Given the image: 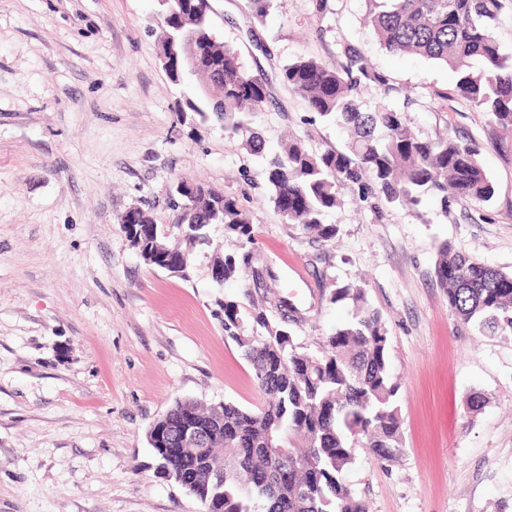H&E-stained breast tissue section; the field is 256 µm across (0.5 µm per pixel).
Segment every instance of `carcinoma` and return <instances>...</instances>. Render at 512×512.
I'll list each match as a JSON object with an SVG mask.
<instances>
[{"label":"carcinoma","mask_w":512,"mask_h":512,"mask_svg":"<svg viewBox=\"0 0 512 512\" xmlns=\"http://www.w3.org/2000/svg\"><path fill=\"white\" fill-rule=\"evenodd\" d=\"M274 0H247L253 18L261 22ZM366 24L381 45L392 52L415 53L444 63L457 75L456 92L491 123L512 129V61L493 34L503 0H367ZM208 0H166L158 12L164 30L177 36L191 30L196 43L188 53L168 55L160 42L162 67L176 85L194 79L186 107L202 116L224 100L228 136L243 137V147L261 156L264 141L252 127L268 97L265 77L245 66L239 52L214 35ZM345 63L331 69L319 59L298 56L282 66L288 88L309 112L350 134L343 150L316 153L297 137L280 142L267 161L269 200L289 224L325 241L338 232L325 222L340 204V192L355 188L358 198L379 215L388 206H417L425 197L489 201L495 184L483 167L477 148L448 136L417 135L405 113L386 105L364 112L361 90L375 87L388 95L391 79L373 68L354 45L344 46ZM176 221L192 234L187 243H205V229L192 224H222L241 247L253 242V228L238 200L210 189L190 210L177 209ZM249 253L217 260L225 282L248 265ZM437 284L448 306L464 324L489 336L512 338V273L463 254L444 242L434 267ZM350 300L352 320L335 330L317 353L296 342L283 310L288 302L273 299L280 320L264 309L251 313L252 334H245L239 304L224 301V335L244 351L263 403L249 409L232 401L206 408L178 401L153 428L178 433L186 412L209 433L207 447L164 459L165 471L191 474L205 459L224 479L198 483L190 493L202 512H367L344 481L362 446L379 463L391 461L403 445L401 419L395 405L398 392L389 363V336L378 313L367 307L361 287H341L334 303ZM288 450L283 465L277 445Z\"/></svg>","instance_id":"carcinoma-1"}]
</instances>
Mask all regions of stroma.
<instances>
[{
    "label": "stroma",
    "instance_id": "35a3bbf8",
    "mask_svg": "<svg viewBox=\"0 0 512 512\" xmlns=\"http://www.w3.org/2000/svg\"><path fill=\"white\" fill-rule=\"evenodd\" d=\"M213 6L216 34L266 78L254 127L268 150L287 134L344 147L280 70L300 55L339 67L349 43L397 88L363 90V108L384 102L422 137L479 145L496 193L379 216L346 189L327 217L336 238L316 239L276 213L261 160L223 122L182 111L158 59L157 0H0V512H201L157 475L146 434L178 400L261 405L224 337V303L250 315L267 276L308 351L351 318V301L331 300L339 286L363 287L387 329L403 448L382 465L355 448L345 479L368 512H512V338L460 323L434 277L443 241L512 272V142L457 95L450 68L381 46L366 0H327L320 14L276 0L261 23L246 0ZM181 177L239 200L254 241L237 280L213 277L215 257L239 250L223 225L184 279L126 239L130 208L172 223ZM475 391L487 402L473 416Z\"/></svg>",
    "mask_w": 512,
    "mask_h": 512
}]
</instances>
